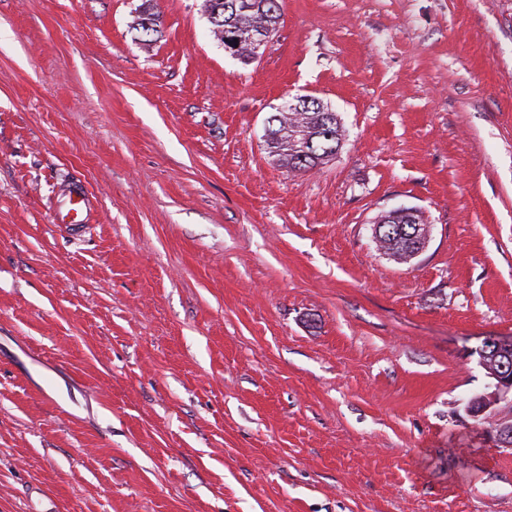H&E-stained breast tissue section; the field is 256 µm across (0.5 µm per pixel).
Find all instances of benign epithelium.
I'll return each mask as SVG.
<instances>
[{"label":"benign epithelium","instance_id":"7a95c632","mask_svg":"<svg viewBox=\"0 0 512 512\" xmlns=\"http://www.w3.org/2000/svg\"><path fill=\"white\" fill-rule=\"evenodd\" d=\"M496 352L506 360L500 371L490 374L494 380L491 390L472 396L465 411L474 419L483 418L493 424L490 433L499 446L512 448V414L499 413L496 406L512 396V340H495Z\"/></svg>","mask_w":512,"mask_h":512}]
</instances>
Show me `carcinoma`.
Wrapping results in <instances>:
<instances>
[{
  "label": "carcinoma",
  "mask_w": 512,
  "mask_h": 512,
  "mask_svg": "<svg viewBox=\"0 0 512 512\" xmlns=\"http://www.w3.org/2000/svg\"><path fill=\"white\" fill-rule=\"evenodd\" d=\"M202 10L211 14L214 40L230 34L242 39L241 51L250 42L269 39L278 29V0H203ZM135 29L148 48L161 34L162 20L154 0H142L135 19ZM267 149L276 164L290 175L318 168L336 155L344 138V129L336 113L321 110V100L311 96H295L288 107L272 113L266 120ZM377 225L381 238L376 249L386 250L396 263L406 262L411 253L410 232L426 225L419 213L408 216L380 215Z\"/></svg>",
  "instance_id": "cac0c4a2"
}]
</instances>
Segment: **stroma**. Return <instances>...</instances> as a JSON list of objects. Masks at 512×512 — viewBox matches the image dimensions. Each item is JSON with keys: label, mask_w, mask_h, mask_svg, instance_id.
Segmentation results:
<instances>
[{"label": "stroma", "mask_w": 512, "mask_h": 512, "mask_svg": "<svg viewBox=\"0 0 512 512\" xmlns=\"http://www.w3.org/2000/svg\"><path fill=\"white\" fill-rule=\"evenodd\" d=\"M141 2L0 0V512H512L465 411L512 338V0H281L248 65L202 0L143 49ZM297 94L346 137L291 175ZM321 102L311 96H295L287 108H277L266 120L268 154L288 174L317 169L336 155L344 138L338 115L329 106L323 112ZM65 203L59 202L54 210V223L57 228L68 235L77 236L90 227L92 221V205L88 193L76 187L69 194L66 213H62ZM393 212L397 214L414 213L413 209H396ZM376 224L381 227V238L379 244L376 243V249H385V253L393 257L396 263H406V258L412 252L411 243L409 242L410 230L415 231L416 225L421 227L426 225L421 214L417 211L415 214L408 216H391L388 213L380 215ZM417 237L416 249L410 254L408 261L417 257L427 247L430 240V228L415 233Z\"/></svg>", "instance_id": "stroma-1"}]
</instances>
